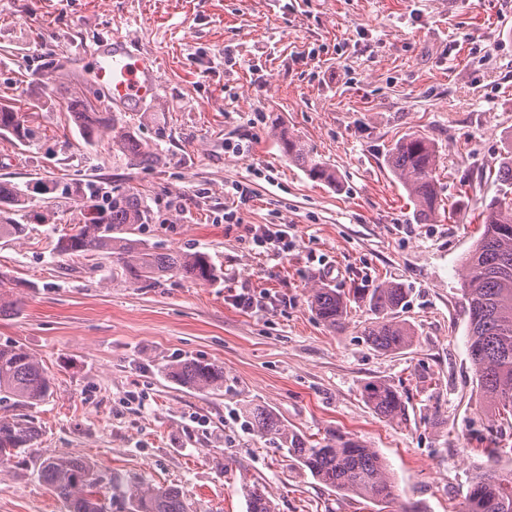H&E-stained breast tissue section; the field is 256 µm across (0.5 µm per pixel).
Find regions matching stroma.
Here are the masks:
<instances>
[{"label":"stroma","instance_id":"1","mask_svg":"<svg viewBox=\"0 0 512 512\" xmlns=\"http://www.w3.org/2000/svg\"><path fill=\"white\" fill-rule=\"evenodd\" d=\"M111 32L162 63L159 101L122 115L156 152L150 169L87 147L64 106L95 93L76 55ZM1 97L39 102L42 134L0 136V180L21 189L13 218L28 227L0 239V272L22 283L0 345L34 353L55 391L34 412V448L0 471V512H66L38 477L46 451L94 464L104 512H129L124 490L138 482L179 487L190 512H246L252 481L276 512H375L256 436L248 404L311 439L341 430L374 448L395 483L384 512H469L470 479L491 463L472 434L494 412L468 355L461 271L512 150V0H0ZM278 129L335 183L284 157ZM413 133L438 151L445 213L427 223L386 163ZM237 180L252 198L228 224ZM91 184L138 192L143 239L207 253L221 279L131 286L113 279L109 254L56 255ZM277 224L288 228L279 258L253 242ZM387 281L408 290L398 315L415 341L401 352L363 336L365 301L350 302L340 332L311 308L313 285ZM242 293L254 307L237 304ZM178 356L223 364V390L165 376ZM370 379L408 392L406 422L366 405Z\"/></svg>","mask_w":512,"mask_h":512}]
</instances>
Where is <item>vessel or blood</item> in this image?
I'll return each instance as SVG.
<instances>
[{
    "instance_id": "1",
    "label": "vessel or blood",
    "mask_w": 512,
    "mask_h": 512,
    "mask_svg": "<svg viewBox=\"0 0 512 512\" xmlns=\"http://www.w3.org/2000/svg\"><path fill=\"white\" fill-rule=\"evenodd\" d=\"M78 58L87 65L91 82L103 90L106 102L113 107H141L158 101L160 62L132 51L125 35L110 33L93 46L82 48Z\"/></svg>"
}]
</instances>
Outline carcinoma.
Listing matches in <instances>:
<instances>
[{
	"label": "carcinoma",
	"mask_w": 512,
	"mask_h": 512,
	"mask_svg": "<svg viewBox=\"0 0 512 512\" xmlns=\"http://www.w3.org/2000/svg\"><path fill=\"white\" fill-rule=\"evenodd\" d=\"M72 120L85 145L93 147L104 139L134 166L149 168L156 154L131 131L119 125L116 115L100 111V95L80 100L72 110ZM10 134L20 141L37 136L38 129L27 125L11 104L0 103V135ZM285 157L321 182L336 181L335 175L300 141L285 132L277 134ZM390 171L414 201L417 217L430 221L439 206L436 179L437 150L427 138L412 134L398 140L388 151ZM495 196L482 211L483 232L462 265V291L469 317L468 355L479 396L497 410V424L488 430L484 449L494 461L503 449L497 447L503 433L512 430V155L497 173ZM89 197L100 199L84 223L60 236L55 250L60 256L108 252L112 265L126 283L137 285L164 276L180 277L195 284H210L219 271L210 258L199 251L159 253L140 238L146 223L140 195L130 189L114 190L99 196L95 186L87 187ZM24 203L19 188L0 181V238H20L26 225L10 214ZM12 280L0 273V315L17 310L11 294ZM366 300L378 320L364 328L363 335L378 350L400 352L411 346L413 331L397 319L406 291L398 284L384 282L373 288L319 287L312 290L315 315L333 331L345 328L350 299ZM163 371L181 385L198 392L224 388V365L196 358L173 359ZM54 380L35 354L20 345L0 346V400L28 410L21 416H0V467L10 468L28 453L39 437L31 411L53 393ZM362 396L378 416L390 421L407 419L408 397L393 385L370 380ZM251 428L285 457L331 490L352 493L383 505L395 495V485L385 459L351 434L337 431L313 444L288 427L273 411L255 407L247 412ZM39 479L51 487L67 512H104L98 497L100 479L91 462L80 456L45 453L38 466ZM248 512H276L269 494L256 484L244 487ZM470 512H512V475L490 466L476 473L468 494ZM130 512H188L182 490L174 486H139L131 494Z\"/></svg>",
	"instance_id": "1"
}]
</instances>
